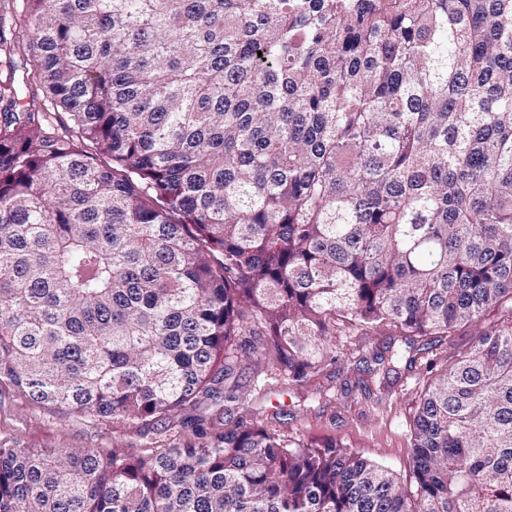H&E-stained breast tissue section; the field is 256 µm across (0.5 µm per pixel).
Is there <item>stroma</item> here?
I'll return each mask as SVG.
<instances>
[{
  "mask_svg": "<svg viewBox=\"0 0 512 512\" xmlns=\"http://www.w3.org/2000/svg\"><path fill=\"white\" fill-rule=\"evenodd\" d=\"M470 326L451 336H418L413 363L399 362L386 387L364 385L356 369L373 352L403 339L395 329H339L336 342L320 369L302 387L284 384L273 369L245 359L237 379L246 400L225 412L223 399L202 406L210 430L244 419L288 434L297 442L322 446L339 442L362 458L388 469L405 489L415 487L410 465L413 420L419 395L432 378L471 345ZM182 414L144 427L136 420H112L66 413L31 399L27 392L0 382V447L121 448L133 454L155 448H176L192 435Z\"/></svg>",
  "mask_w": 512,
  "mask_h": 512,
  "instance_id": "35a3bbf8",
  "label": "stroma"
}]
</instances>
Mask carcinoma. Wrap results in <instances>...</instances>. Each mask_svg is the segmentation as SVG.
Returning a JSON list of instances; mask_svg holds the SVG:
<instances>
[{"label": "carcinoma", "mask_w": 512, "mask_h": 512, "mask_svg": "<svg viewBox=\"0 0 512 512\" xmlns=\"http://www.w3.org/2000/svg\"><path fill=\"white\" fill-rule=\"evenodd\" d=\"M0 1V380L148 425L245 401L241 350L301 386L340 324L474 336L410 493L195 416L141 455L0 448V512H512V314L481 324L512 300V0Z\"/></svg>", "instance_id": "1"}]
</instances>
